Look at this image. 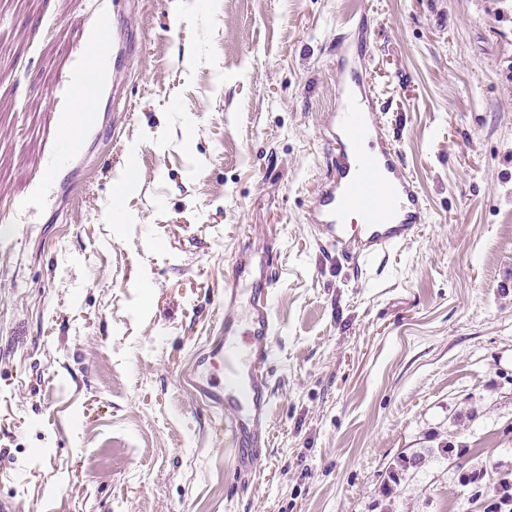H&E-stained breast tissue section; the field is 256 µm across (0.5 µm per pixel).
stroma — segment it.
Returning a JSON list of instances; mask_svg holds the SVG:
<instances>
[{"label": "stroma", "mask_w": 512, "mask_h": 512, "mask_svg": "<svg viewBox=\"0 0 512 512\" xmlns=\"http://www.w3.org/2000/svg\"><path fill=\"white\" fill-rule=\"evenodd\" d=\"M345 54L431 215L357 266L305 220ZM1 206L0 504L474 512L461 470L512 473V0H0ZM244 254L277 270L245 482L185 380ZM108 35L103 30H96L90 41L86 63L78 72L73 88L63 106L59 133L69 139L73 129L91 123L98 109L100 87L97 70L99 59L107 52Z\"/></svg>", "instance_id": "obj_1"}]
</instances>
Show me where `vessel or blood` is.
I'll use <instances>...</instances> for the list:
<instances>
[{"mask_svg":"<svg viewBox=\"0 0 512 512\" xmlns=\"http://www.w3.org/2000/svg\"><path fill=\"white\" fill-rule=\"evenodd\" d=\"M339 103L327 117L331 169L312 199L306 220L344 259L376 258L411 241L427 221V207L384 125L369 87L347 60H339ZM361 228L352 231L349 211ZM224 282V319L218 338L198 358L195 384L217 407L240 476L257 473L268 443L272 393L266 372L275 324L269 298L276 283L270 261L236 263ZM223 367V378L212 370Z\"/></svg>","mask_w":512,"mask_h":512,"instance_id":"vessel-or-blood-1","label":"vessel or blood"}]
</instances>
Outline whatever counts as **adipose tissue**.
<instances>
[{
    "instance_id": "adipose-tissue-1",
    "label": "adipose tissue",
    "mask_w": 512,
    "mask_h": 512,
    "mask_svg": "<svg viewBox=\"0 0 512 512\" xmlns=\"http://www.w3.org/2000/svg\"><path fill=\"white\" fill-rule=\"evenodd\" d=\"M108 49L106 32L94 31L86 55V63L79 71L69 97L62 108L59 126L61 137H69L75 128L91 123L97 109L100 96L97 70L100 58Z\"/></svg>"
}]
</instances>
